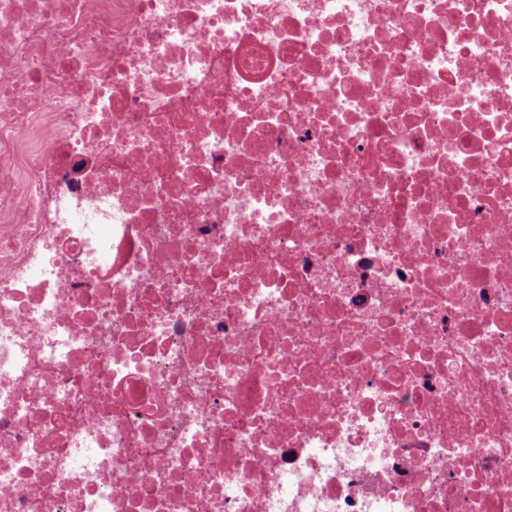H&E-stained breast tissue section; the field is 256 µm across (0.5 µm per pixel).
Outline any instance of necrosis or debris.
I'll list each match as a JSON object with an SVG mask.
<instances>
[{"instance_id":"4bbe7bcc","label":"necrosis or debris","mask_w":512,"mask_h":512,"mask_svg":"<svg viewBox=\"0 0 512 512\" xmlns=\"http://www.w3.org/2000/svg\"><path fill=\"white\" fill-rule=\"evenodd\" d=\"M0 512H512V0H0Z\"/></svg>"}]
</instances>
